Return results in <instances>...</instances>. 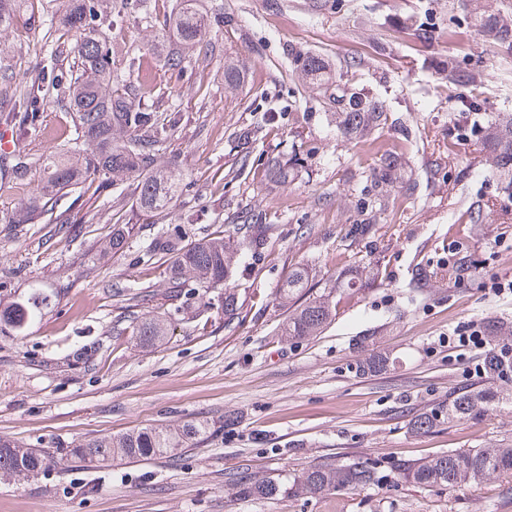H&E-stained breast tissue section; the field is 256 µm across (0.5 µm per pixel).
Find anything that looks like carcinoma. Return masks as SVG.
Masks as SVG:
<instances>
[{"label": "carcinoma", "mask_w": 512, "mask_h": 512, "mask_svg": "<svg viewBox=\"0 0 512 512\" xmlns=\"http://www.w3.org/2000/svg\"><path fill=\"white\" fill-rule=\"evenodd\" d=\"M43 17L47 28L53 29V17L43 10L42 0H0V28L27 27ZM98 13L95 0H70L69 9L61 26L76 35L77 60L72 68L58 69L50 77L27 81L18 73L0 67V102L12 103L5 122L25 136L38 121V113L45 106L69 96L78 125L73 145L68 150L81 152L85 165L79 167L62 158L57 162L42 161L24 151L0 155V188L26 193L30 176L43 172L45 192L23 202L26 213L14 220L16 224L33 220L35 212L49 213L56 206L55 194L81 178L90 176L134 177L139 179L140 193L137 206L147 212L162 211L173 202L178 184L153 172L154 151L169 137L171 125L156 111L132 108V100L151 97L156 87L147 77L135 83L112 82V40H98L90 35ZM180 35V47L168 52V68L181 67L182 47L200 44L205 35L204 18L197 12L194 0H183V6L173 18ZM475 26L495 46L512 50V17L491 13L475 19ZM243 81V68L229 62L224 65V83L237 87ZM448 84L457 90L459 107L466 112L480 110L483 86L467 69L448 68ZM383 104L362 92H353L342 111L336 113L337 127L345 134H363L386 124ZM489 164L497 171L512 176V113L506 112L486 130ZM399 156L386 154L371 168L376 179L398 168ZM268 174L275 180L288 182V163L277 158L267 162ZM132 228L116 224L107 246L117 253L125 248ZM180 225L167 229L162 241L146 251V261L167 252L174 255L168 266V288L179 309L202 288H217L237 264V240L232 233L214 236L198 242H183ZM371 271H354L336 279V285L325 288L305 299L288 315L284 333L289 339L302 340L316 336L336 319L340 305L354 297L369 279ZM308 271L299 267L288 275L280 298H288L307 287ZM42 295L32 297L27 304L14 307L8 320L21 329L34 317ZM128 328L136 343L153 346L169 334L166 320L128 316ZM488 341L494 345L512 342V325L492 324L488 327ZM500 403L499 395L491 389L461 393L448 401L443 409L422 412L410 423L414 434L427 433L445 421L464 420ZM210 433L204 421L187 422L177 428L146 427L123 435L110 436L74 446L70 462L85 466L106 465L114 460L161 456L181 448L190 440L203 439ZM49 468L46 455L33 448H25L13 440L0 437V474L29 478ZM398 477L419 486H444L450 490L480 484L501 475L512 474V447L474 448L468 451H450L429 461L404 464L396 468ZM383 475L372 465L351 463L311 465L290 476L275 474L256 480L244 468L232 482L233 490L243 496L273 498L292 493L323 494L343 489L366 490L378 485Z\"/></svg>", "instance_id": "1"}]
</instances>
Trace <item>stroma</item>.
<instances>
[{
  "label": "stroma",
  "instance_id": "35a3bbf8",
  "mask_svg": "<svg viewBox=\"0 0 512 512\" xmlns=\"http://www.w3.org/2000/svg\"><path fill=\"white\" fill-rule=\"evenodd\" d=\"M209 49L188 51L180 71L166 55L177 30L148 14L127 21L128 50L112 76L147 73L161 90L156 111L177 123L156 166L179 191L169 210L135 204L133 179L89 178L60 191L53 213L16 224L20 203L0 191V436L42 449L46 474L0 476V512H512V477L457 491L399 480L397 464L448 451L512 444V402L416 435L410 419L459 393L494 386L475 373L480 352L459 355L448 338L464 322L512 320V295L489 284L512 278V193L486 162L480 132L512 113V52L490 46L472 21L512 0H197ZM432 23L423 44L419 25ZM44 28L0 29V65L34 77L59 63L43 51ZM320 56L336 78L302 75L298 54ZM245 70L224 84V63ZM467 66L484 84L481 111H459L445 74ZM366 88L384 101L387 123L367 139L336 127L342 91ZM68 101L51 104L21 139L30 153L62 152L73 137ZM397 153L389 182L372 183L374 160ZM295 160L287 184L267 159ZM373 208L369 233L361 203ZM483 220L473 223L474 212ZM257 219L265 245L249 274L225 285L238 317L192 299L174 310L168 258L142 260L168 227L201 240ZM132 226L122 252L103 247L116 223ZM319 292L339 273H377L316 337L281 333L280 288L296 267ZM48 299L18 329L6 320L35 290ZM143 293L140 316L172 334L143 348L124 335L126 296ZM386 370L363 373L370 353ZM237 418L225 426L226 415ZM207 421L212 435L172 456L74 467L77 442L137 427ZM329 462H367L384 481L328 495L241 497L236 471L290 474Z\"/></svg>",
  "mask_w": 512,
  "mask_h": 512
}]
</instances>
